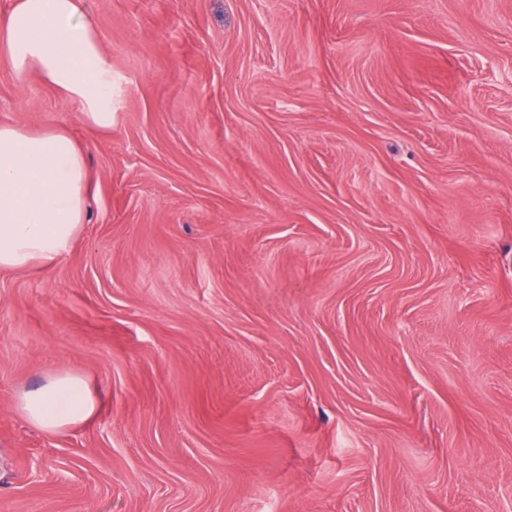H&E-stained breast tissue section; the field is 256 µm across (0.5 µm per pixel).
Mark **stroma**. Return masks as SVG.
Returning a JSON list of instances; mask_svg holds the SVG:
<instances>
[{"label":"stroma","instance_id":"stroma-1","mask_svg":"<svg viewBox=\"0 0 512 512\" xmlns=\"http://www.w3.org/2000/svg\"><path fill=\"white\" fill-rule=\"evenodd\" d=\"M86 2L110 131L0 62L92 176L0 270V512H512V0ZM18 409L32 426L54 433L90 420L96 404L82 377L58 372L21 394Z\"/></svg>","mask_w":512,"mask_h":512}]
</instances>
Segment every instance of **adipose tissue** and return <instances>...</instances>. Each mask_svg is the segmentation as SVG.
Instances as JSON below:
<instances>
[{
	"mask_svg": "<svg viewBox=\"0 0 512 512\" xmlns=\"http://www.w3.org/2000/svg\"><path fill=\"white\" fill-rule=\"evenodd\" d=\"M0 59L18 83L36 78L76 103L88 127H112L116 78L85 0H12L0 14ZM84 149L63 127L0 125V269L48 267L87 218ZM34 427L54 433L92 418L86 381L59 372L21 394Z\"/></svg>",
	"mask_w": 512,
	"mask_h": 512,
	"instance_id": "adipose-tissue-1",
	"label": "adipose tissue"
}]
</instances>
